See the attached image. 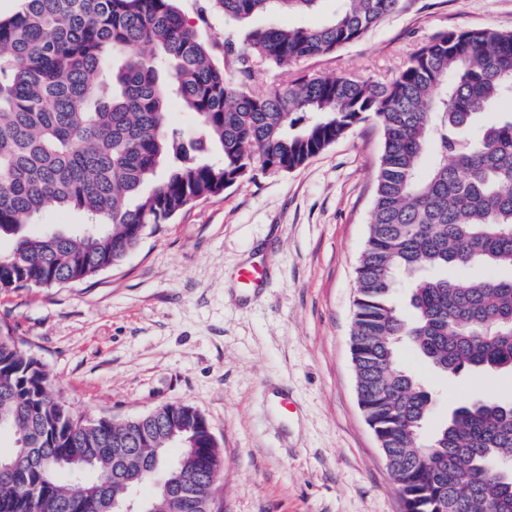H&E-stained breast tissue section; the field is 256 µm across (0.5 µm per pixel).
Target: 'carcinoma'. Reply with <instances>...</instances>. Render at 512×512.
<instances>
[{
	"label": "carcinoma",
	"instance_id": "carcinoma-1",
	"mask_svg": "<svg viewBox=\"0 0 512 512\" xmlns=\"http://www.w3.org/2000/svg\"><path fill=\"white\" fill-rule=\"evenodd\" d=\"M177 0H20L0 17V293L85 281L199 200L292 172L356 125L383 149L350 335L359 406L404 512H512V402L483 397L424 434L432 395L398 363L406 339L451 376L512 372V30L449 31L395 80L301 76L255 90L259 64L286 69L360 41L401 0H336L311 27H250L206 44ZM245 24L321 0H208ZM177 97L199 135L169 119ZM426 168H421L423 159ZM83 222L38 231L49 208ZM482 265L505 276L468 281ZM404 274L413 315L393 298ZM44 364L0 320V512H117L126 488L165 465L150 512H201L223 460L198 411L164 405L82 426ZM179 456L168 461L169 448Z\"/></svg>",
	"mask_w": 512,
	"mask_h": 512
}]
</instances>
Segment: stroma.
Listing matches in <instances>:
<instances>
[{"instance_id": "stroma-1", "label": "stroma", "mask_w": 512, "mask_h": 512, "mask_svg": "<svg viewBox=\"0 0 512 512\" xmlns=\"http://www.w3.org/2000/svg\"><path fill=\"white\" fill-rule=\"evenodd\" d=\"M177 5L201 40H241L208 0ZM486 28L512 30V0H401L335 54L264 66L261 86L302 74L387 84L437 35ZM381 151L379 128L359 124L295 171H260L194 203L91 279L0 295V318L79 415L199 410L223 451L217 512H404L350 353ZM253 264L264 282L241 288L238 270ZM399 361L433 395L429 429L476 396L512 400L511 374L449 378L406 343Z\"/></svg>"}]
</instances>
